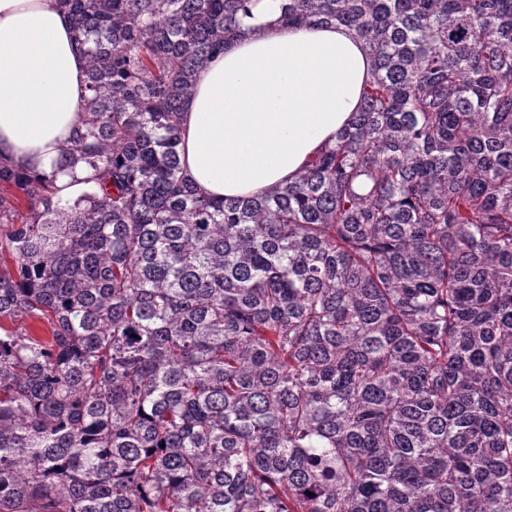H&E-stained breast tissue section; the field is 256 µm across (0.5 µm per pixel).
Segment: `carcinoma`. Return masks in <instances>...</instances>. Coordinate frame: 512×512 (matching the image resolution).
Instances as JSON below:
<instances>
[{
    "mask_svg": "<svg viewBox=\"0 0 512 512\" xmlns=\"http://www.w3.org/2000/svg\"><path fill=\"white\" fill-rule=\"evenodd\" d=\"M64 2L82 128L0 161V512H512V0H280L373 75L295 181L219 201L180 115L259 0ZM87 172L80 166L76 167L72 175H61L58 178L57 186L60 187V195L65 198H78L89 188L85 182Z\"/></svg>",
    "mask_w": 512,
    "mask_h": 512,
    "instance_id": "obj_1",
    "label": "carcinoma"
}]
</instances>
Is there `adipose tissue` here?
Segmentation results:
<instances>
[{"label": "adipose tissue", "mask_w": 512, "mask_h": 512, "mask_svg": "<svg viewBox=\"0 0 512 512\" xmlns=\"http://www.w3.org/2000/svg\"><path fill=\"white\" fill-rule=\"evenodd\" d=\"M260 0L196 74L179 144L186 178L215 198L292 182L351 123L372 59L336 26L275 27ZM86 59L58 0H0V160L47 172L85 109Z\"/></svg>", "instance_id": "1"}]
</instances>
